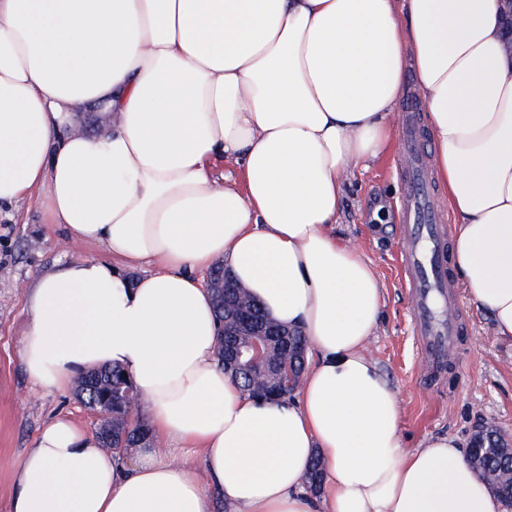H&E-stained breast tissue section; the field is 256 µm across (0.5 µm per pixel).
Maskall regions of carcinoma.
Wrapping results in <instances>:
<instances>
[{
    "instance_id": "obj_1",
    "label": "carcinoma",
    "mask_w": 512,
    "mask_h": 512,
    "mask_svg": "<svg viewBox=\"0 0 512 512\" xmlns=\"http://www.w3.org/2000/svg\"><path fill=\"white\" fill-rule=\"evenodd\" d=\"M212 297L215 303L219 326L226 331L220 336L217 350L219 363H224V346L245 340L243 336L233 335L232 322L224 321V307L240 311L256 309L253 297L242 285L224 279V265L212 268ZM308 342L300 331H295L285 339H274V345L267 356V363L276 368L282 359H288L290 369L302 375L305 368ZM240 389L255 398L281 400L293 395L297 386L283 388L279 386L270 371L246 373L242 370H230ZM81 400L85 403H112V414L104 420L102 430L112 433V454L120 459L128 456L130 450L141 442L150 439L149 425L136 421L128 413V397L134 392L133 384L125 372L118 368H102L90 371L82 379ZM486 444L496 447L494 451H477L469 455V461L484 480L489 489L501 500L512 499V448L500 445V435L496 425L490 423L484 434Z\"/></svg>"
}]
</instances>
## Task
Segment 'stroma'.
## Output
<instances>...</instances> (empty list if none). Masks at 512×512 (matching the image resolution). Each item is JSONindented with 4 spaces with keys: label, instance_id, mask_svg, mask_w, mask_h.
Segmentation results:
<instances>
[{
    "label": "stroma",
    "instance_id": "35a3bbf8",
    "mask_svg": "<svg viewBox=\"0 0 512 512\" xmlns=\"http://www.w3.org/2000/svg\"><path fill=\"white\" fill-rule=\"evenodd\" d=\"M395 148L344 185L335 232L352 241L370 261L382 287V311L366 353L396 392L407 448L452 435L468 440L483 421L512 431V340L497 336L490 315L462 284L452 297L462 316L461 356L453 368H420L421 351L411 328L410 296L403 282L399 233L403 185ZM102 247L70 238L46 223L39 199L0 210V512H10L13 475L40 428L57 415L96 431V411L75 389L33 385L20 355L26 327V292L36 275L58 261L104 256Z\"/></svg>",
    "mask_w": 512,
    "mask_h": 512
}]
</instances>
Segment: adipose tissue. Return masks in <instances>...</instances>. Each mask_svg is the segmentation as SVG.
I'll list each match as a JSON object with an SVG mask.
<instances>
[{"label": "adipose tissue", "mask_w": 512, "mask_h": 512, "mask_svg": "<svg viewBox=\"0 0 512 512\" xmlns=\"http://www.w3.org/2000/svg\"><path fill=\"white\" fill-rule=\"evenodd\" d=\"M504 0H0V206L105 257L27 292L29 378L66 389L123 368L166 450L113 459L59 416L10 512H504L457 438L405 448L396 393L365 354L370 262L334 232L346 180L390 144L405 78L457 220L474 302L512 339V51ZM93 106L112 120L74 129ZM235 184L216 175L221 162ZM223 261L314 359L291 399L245 395L216 360L199 277ZM148 266L132 279L127 268ZM323 475L306 489L314 456Z\"/></svg>", "instance_id": "adipose-tissue-1"}]
</instances>
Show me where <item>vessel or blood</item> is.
<instances>
[{
	"mask_svg": "<svg viewBox=\"0 0 512 512\" xmlns=\"http://www.w3.org/2000/svg\"><path fill=\"white\" fill-rule=\"evenodd\" d=\"M398 143L404 199L400 216L402 266L409 290L412 325L426 366L455 354L458 315L450 305L447 264L441 255L446 233L436 207L430 158L420 131L417 104L407 100Z\"/></svg>",
	"mask_w": 512,
	"mask_h": 512,
	"instance_id": "vessel-or-blood-1",
	"label": "vessel or blood"
}]
</instances>
